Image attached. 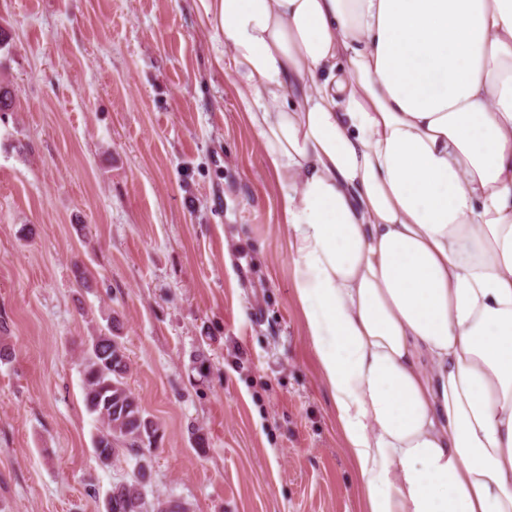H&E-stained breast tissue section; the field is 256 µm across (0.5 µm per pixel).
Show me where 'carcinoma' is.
Masks as SVG:
<instances>
[{"mask_svg":"<svg viewBox=\"0 0 512 512\" xmlns=\"http://www.w3.org/2000/svg\"><path fill=\"white\" fill-rule=\"evenodd\" d=\"M115 321L90 337L84 358V401L100 423L93 438L96 458L107 463L126 450L136 459L133 478L112 487L97 512H183L175 499H158L146 508L147 458L159 438V424L142 407L127 384L130 371L125 347L114 334Z\"/></svg>","mask_w":512,"mask_h":512,"instance_id":"1","label":"carcinoma"}]
</instances>
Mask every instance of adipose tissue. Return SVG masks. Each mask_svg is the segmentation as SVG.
<instances>
[{
    "label": "adipose tissue",
    "mask_w": 512,
    "mask_h": 512,
    "mask_svg": "<svg viewBox=\"0 0 512 512\" xmlns=\"http://www.w3.org/2000/svg\"><path fill=\"white\" fill-rule=\"evenodd\" d=\"M193 6L366 512H512V0Z\"/></svg>",
    "instance_id": "adipose-tissue-1"
}]
</instances>
